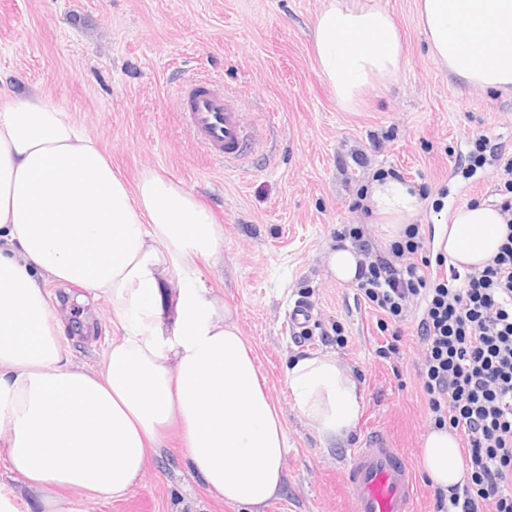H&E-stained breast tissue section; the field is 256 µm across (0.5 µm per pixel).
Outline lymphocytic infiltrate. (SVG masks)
<instances>
[{"mask_svg":"<svg viewBox=\"0 0 512 512\" xmlns=\"http://www.w3.org/2000/svg\"><path fill=\"white\" fill-rule=\"evenodd\" d=\"M502 180L509 222L498 253L452 279L434 274L419 225L384 252L360 228L338 235L363 256L354 286L364 300L395 323L415 313L428 413L460 439L466 475L436 492V512H512V159Z\"/></svg>","mask_w":512,"mask_h":512,"instance_id":"lymphocytic-infiltrate-1","label":"lymphocytic infiltrate"}]
</instances>
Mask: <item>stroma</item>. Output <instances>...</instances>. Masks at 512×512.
<instances>
[{"label": "stroma", "instance_id": "1", "mask_svg": "<svg viewBox=\"0 0 512 512\" xmlns=\"http://www.w3.org/2000/svg\"><path fill=\"white\" fill-rule=\"evenodd\" d=\"M394 15L406 53L399 75L342 110L320 76L311 38L324 0H0V95L51 96L110 158L129 185L147 170L166 173L224 226L218 260L195 259L194 287L229 307L288 435L285 483L259 512H348L346 451L379 429L413 465L432 425L416 376L414 320L398 351L384 315L369 308L326 264L336 232L354 224L376 249L389 246L362 199L370 180L399 174L423 199L424 238L446 208L498 200L491 150L512 157V92L465 88L431 57L418 24L419 0H367ZM189 78L242 92L244 120L263 150L224 166L191 139L173 99ZM364 152L368 162L351 156ZM68 325L76 363L100 367L112 342L102 300L48 284ZM315 313L309 338L292 336L289 307ZM336 355L358 382L361 410L342 441L323 444L296 407L286 369L298 357ZM418 512H433L434 486L417 473ZM91 512H244L207 491L178 439L151 457L122 499Z\"/></svg>", "mask_w": 512, "mask_h": 512}]
</instances>
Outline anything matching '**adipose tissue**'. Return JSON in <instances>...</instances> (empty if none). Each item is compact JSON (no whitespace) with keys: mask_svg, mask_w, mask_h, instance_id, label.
Returning <instances> with one entry per match:
<instances>
[{"mask_svg":"<svg viewBox=\"0 0 512 512\" xmlns=\"http://www.w3.org/2000/svg\"><path fill=\"white\" fill-rule=\"evenodd\" d=\"M418 16L433 59L463 86L512 91V0H420ZM312 36L346 110L404 64L393 14L365 0H326ZM365 203L392 238L423 207L390 176L371 182ZM506 233L496 205L468 203L435 224L434 247L480 268ZM223 245V226L182 182L149 170L129 188L50 97L0 102V467L36 512L122 498L172 433L226 502L256 507L278 494L288 437L228 307L192 287L178 289L173 315L162 305L166 283ZM50 280L109 302L118 334L101 368L73 363ZM287 378L322 443L350 434L361 396L336 356L298 358ZM422 464L445 489L464 475L445 429L426 436Z\"/></svg>","mask_w":512,"mask_h":512,"instance_id":"adipose-tissue-1","label":"adipose tissue"}]
</instances>
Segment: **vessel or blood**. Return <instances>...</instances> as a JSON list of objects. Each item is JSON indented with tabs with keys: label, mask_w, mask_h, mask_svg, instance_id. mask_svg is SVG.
Returning <instances> with one entry per match:
<instances>
[{
	"label": "vessel or blood",
	"mask_w": 512,
	"mask_h": 512,
	"mask_svg": "<svg viewBox=\"0 0 512 512\" xmlns=\"http://www.w3.org/2000/svg\"><path fill=\"white\" fill-rule=\"evenodd\" d=\"M176 100L186 129L211 157L237 167L261 146L258 131L242 121L243 96L209 80H191L177 91ZM313 323L311 309L296 305L288 312V328L304 336ZM350 512H414L416 476L406 452L392 438L374 431L350 451L344 472Z\"/></svg>",
	"instance_id": "obj_1"
}]
</instances>
